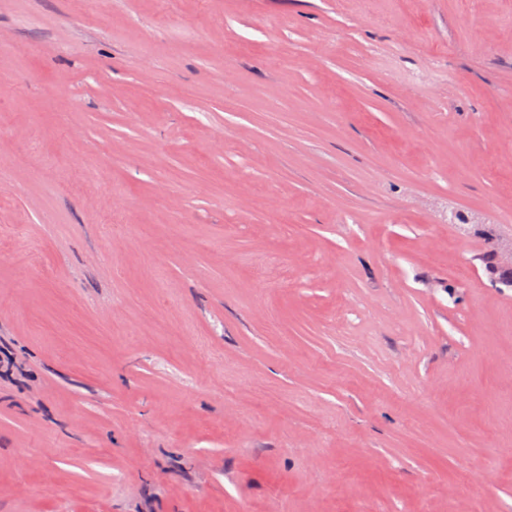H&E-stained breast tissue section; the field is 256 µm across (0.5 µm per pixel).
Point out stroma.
I'll return each mask as SVG.
<instances>
[{
    "label": "stroma",
    "mask_w": 512,
    "mask_h": 512,
    "mask_svg": "<svg viewBox=\"0 0 512 512\" xmlns=\"http://www.w3.org/2000/svg\"><path fill=\"white\" fill-rule=\"evenodd\" d=\"M512 0H0V512H512Z\"/></svg>",
    "instance_id": "35a3bbf8"
}]
</instances>
